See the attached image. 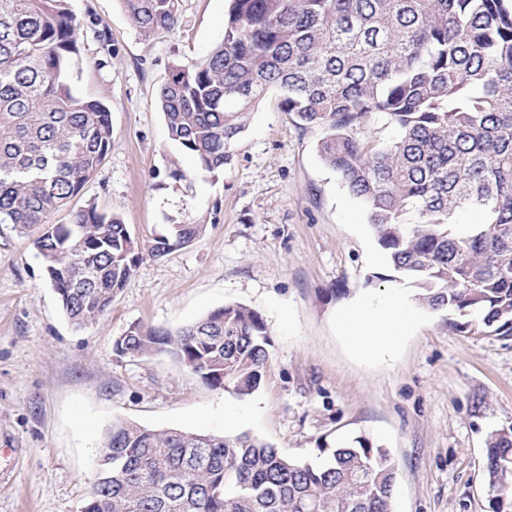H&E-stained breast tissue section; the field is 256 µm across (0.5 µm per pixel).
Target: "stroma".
Listing matches in <instances>:
<instances>
[{
    "label": "stroma",
    "instance_id": "stroma-1",
    "mask_svg": "<svg viewBox=\"0 0 512 512\" xmlns=\"http://www.w3.org/2000/svg\"><path fill=\"white\" fill-rule=\"evenodd\" d=\"M70 9L83 24L72 86L104 99L112 119L111 148L71 206L119 215L142 258L108 313L77 331L31 235L0 224V512H81L116 420L246 432L312 463L365 436L396 461L393 512H493L484 469L491 435L512 429V337L421 307L393 349L354 353L339 313L412 290L379 280L385 256L319 157L323 128L299 127L268 93L212 177L193 175V158L167 139L157 88L173 62L200 61L221 41L228 0H179L175 26L150 40L120 0ZM174 163L191 180L170 178ZM169 216L206 232L153 257ZM227 303L267 326L269 357L249 397L210 388L171 356L116 349L130 327L179 328Z\"/></svg>",
    "mask_w": 512,
    "mask_h": 512
}]
</instances>
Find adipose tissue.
<instances>
[{
    "mask_svg": "<svg viewBox=\"0 0 512 512\" xmlns=\"http://www.w3.org/2000/svg\"><path fill=\"white\" fill-rule=\"evenodd\" d=\"M415 320V311L404 301H393L374 310L364 305L346 309L338 323L352 348L368 355L394 347Z\"/></svg>",
    "mask_w": 512,
    "mask_h": 512,
    "instance_id": "obj_1",
    "label": "adipose tissue"
}]
</instances>
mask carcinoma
<instances>
[{"label": "carcinoma", "mask_w": 512, "mask_h": 512, "mask_svg": "<svg viewBox=\"0 0 512 512\" xmlns=\"http://www.w3.org/2000/svg\"><path fill=\"white\" fill-rule=\"evenodd\" d=\"M121 2L146 39L178 21V0ZM79 30L68 0H0V224L39 229L34 248L77 330L107 313L140 259L127 225L92 205L51 222L112 144L107 105L70 83ZM271 90L299 126L326 130L319 156L362 203L384 253L390 274L376 278L511 337L512 0H230L222 41L173 64L157 91L194 175L224 169ZM373 117L397 137L360 135ZM472 210L484 222L458 235L456 217ZM205 231L167 224L151 254ZM115 345L171 354L244 397L261 384L269 337L258 311L229 303L176 330L134 326ZM199 437L113 423L81 512H392L396 464L367 437L319 464L247 433ZM484 481L494 512H512V431L491 436Z\"/></svg>", "instance_id": "carcinoma-1"}]
</instances>
